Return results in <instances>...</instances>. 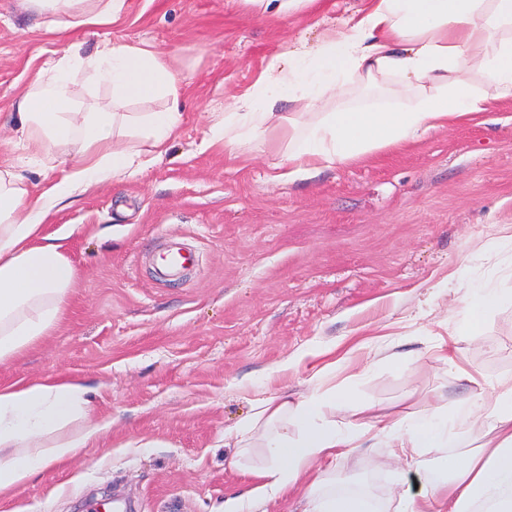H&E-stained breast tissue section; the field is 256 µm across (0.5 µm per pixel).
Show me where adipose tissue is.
Segmentation results:
<instances>
[{"instance_id": "ef3b65f1", "label": "adipose tissue", "mask_w": 512, "mask_h": 512, "mask_svg": "<svg viewBox=\"0 0 512 512\" xmlns=\"http://www.w3.org/2000/svg\"><path fill=\"white\" fill-rule=\"evenodd\" d=\"M50 32L107 26L126 0H25ZM108 85L112 103L82 108L77 74ZM166 53L152 44L103 37L95 49L53 52L19 98L15 131L33 155L67 146L77 163L40 194L17 163L0 161V365L12 362L58 328L78 272L62 237L47 234L56 206L76 192L143 167L134 140L162 157L183 120L181 87ZM377 102L342 106L352 87ZM512 100V0H369L341 18L316 48L285 46L253 89L216 113L210 143L234 151L261 138L277 142L281 163L299 175L362 160L448 126L491 102ZM164 101L154 112H129L132 101ZM311 376V394L261 392L252 412L225 430L224 443L268 462L250 470L247 495L224 512H269L285 498L296 512H370L351 495L316 494L323 463L380 436L401 463L426 449L475 446L465 459L428 466L424 489L399 499L397 512H512V380L498 384L495 404L477 398L441 419L395 420L357 408L355 422L336 420V393ZM112 424L96 415L90 390L59 374L0 384V498L16 495L46 467L75 456Z\"/></svg>"}]
</instances>
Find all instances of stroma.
I'll return each mask as SVG.
<instances>
[{"label":"stroma","instance_id":"35a3bbf8","mask_svg":"<svg viewBox=\"0 0 512 512\" xmlns=\"http://www.w3.org/2000/svg\"><path fill=\"white\" fill-rule=\"evenodd\" d=\"M360 0H327L276 18L243 0H127L108 30L170 54L184 118L167 152L142 171L78 193L48 232L73 227L67 255L76 289L57 332L0 367V383L64 374L93 387L112 426L54 465L0 512H88L120 496L132 512H222L250 488L262 451L229 462L224 431L251 412L262 386L313 389L306 351L335 346L344 363L323 382L338 416L372 404L402 416L474 397L495 401L512 378V252L497 239L512 226V100L365 160L293 180L280 177L272 144L234 154L204 147L211 109L249 91L271 56L314 48ZM23 0H0V157L24 159L34 192L74 162L54 151L30 159L10 132L16 102L42 59L95 30L49 33ZM172 241L199 261L162 282L153 256ZM504 298L473 336H455L470 288ZM454 338L455 365L441 339ZM291 368H284V361ZM477 375L460 379L459 369ZM238 458V457H237ZM384 446L351 448L321 486L363 485L380 512L422 484Z\"/></svg>","mask_w":512,"mask_h":512}]
</instances>
